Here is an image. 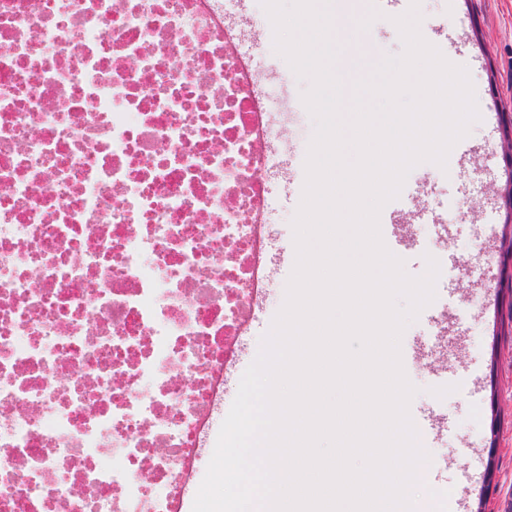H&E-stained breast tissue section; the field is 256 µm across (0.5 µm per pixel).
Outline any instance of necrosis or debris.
Instances as JSON below:
<instances>
[{"instance_id": "4bbe7bcc", "label": "necrosis or debris", "mask_w": 512, "mask_h": 512, "mask_svg": "<svg viewBox=\"0 0 512 512\" xmlns=\"http://www.w3.org/2000/svg\"><path fill=\"white\" fill-rule=\"evenodd\" d=\"M223 16L0 0V512L188 497L284 137Z\"/></svg>"}]
</instances>
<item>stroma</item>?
<instances>
[{
	"mask_svg": "<svg viewBox=\"0 0 512 512\" xmlns=\"http://www.w3.org/2000/svg\"><path fill=\"white\" fill-rule=\"evenodd\" d=\"M359 11L369 19L372 35L359 25L335 33L342 46L337 67L348 85L381 57L404 50L385 12L371 0H361ZM419 14L430 24L423 38L443 47L448 61L467 68L480 117L457 142L446 167L431 162L414 167L379 217L380 224L392 227V212H416L420 193L454 206L447 223V278L401 338L402 351H409L428 340L443 319L448 351L438 367L425 359L405 366L417 389L409 412L440 471L429 486L449 491L447 512H512V282L501 260L487 267L481 261L488 244L500 253L512 245V212L504 198L512 188V159L503 150L512 137V0H420ZM309 86L293 74L281 86L288 103L286 144L297 156L291 176L298 195L314 133L301 100ZM287 281L284 274L271 280L259 323L244 338L248 353L241 368L256 358L284 304Z\"/></svg>",
	"mask_w": 512,
	"mask_h": 512,
	"instance_id": "obj_1",
	"label": "stroma"
}]
</instances>
